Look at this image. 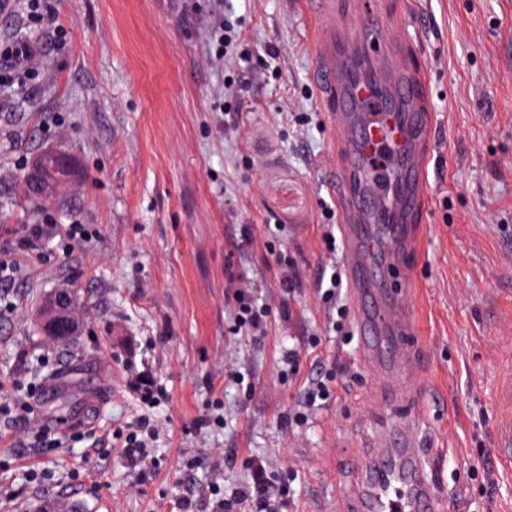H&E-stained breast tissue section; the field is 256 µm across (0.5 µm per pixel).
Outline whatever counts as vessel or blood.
Wrapping results in <instances>:
<instances>
[{
	"instance_id": "vessel-or-blood-1",
	"label": "vessel or blood",
	"mask_w": 512,
	"mask_h": 512,
	"mask_svg": "<svg viewBox=\"0 0 512 512\" xmlns=\"http://www.w3.org/2000/svg\"><path fill=\"white\" fill-rule=\"evenodd\" d=\"M385 41L382 22L370 13L358 31L325 28L313 78L338 131L332 189L359 349L381 370L384 400L398 407L415 384L418 327L388 274L420 245L434 116L423 70L385 50ZM428 465L411 421L397 422L374 452L351 459L365 480L345 512H458L459 502L428 481Z\"/></svg>"
}]
</instances>
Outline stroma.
I'll use <instances>...</instances> for the list:
<instances>
[{
	"label": "stroma",
	"mask_w": 512,
	"mask_h": 512,
	"mask_svg": "<svg viewBox=\"0 0 512 512\" xmlns=\"http://www.w3.org/2000/svg\"><path fill=\"white\" fill-rule=\"evenodd\" d=\"M46 3L41 21L25 0L0 17V37L39 50L31 72L0 62L16 78L0 87V254L23 264L18 310L0 319V396L18 379L50 385L36 418L62 446L35 455L0 419V512L52 496L66 512H178L183 498L212 512L213 486H247L255 458L296 472L283 512H344L356 481L345 458L399 415L319 290L345 255L323 240L339 222L338 133L311 72L321 28H356L369 9L425 72L434 113L421 247L391 274L419 325L407 410L440 492L464 512H512V466L495 453L512 422V0ZM228 16L240 21L230 53ZM46 148L80 173L39 206L23 181ZM28 224L53 227L35 251ZM233 277L268 310L261 341L231 332ZM59 288L84 323L67 350L45 342L36 314ZM142 370L163 390L151 406L127 387ZM318 376L331 397L309 409ZM142 415L158 432L145 465L95 445Z\"/></svg>",
	"instance_id": "obj_1"
}]
</instances>
